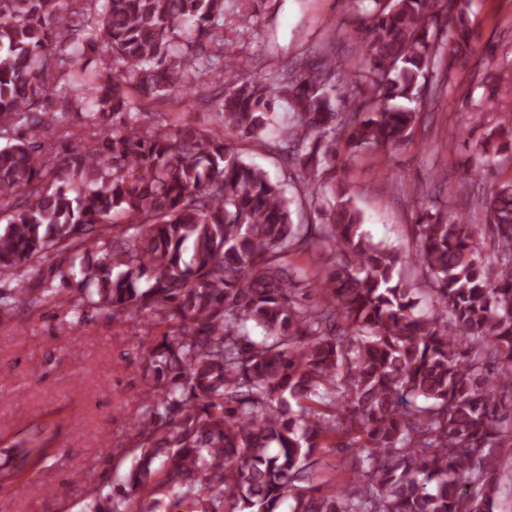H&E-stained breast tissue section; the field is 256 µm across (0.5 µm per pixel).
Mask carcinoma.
I'll return each mask as SVG.
<instances>
[{
  "instance_id": "obj_1",
  "label": "carcinoma",
  "mask_w": 512,
  "mask_h": 512,
  "mask_svg": "<svg viewBox=\"0 0 512 512\" xmlns=\"http://www.w3.org/2000/svg\"><path fill=\"white\" fill-rule=\"evenodd\" d=\"M361 57L285 64L279 82L224 84V0H0V317L47 304L143 322L142 411L132 467L87 512H495L512 446V181L484 222L421 211L400 251L360 231L336 160L395 150L419 125L429 74L475 52L469 0H350ZM104 50L102 72L84 58ZM207 125L139 124L143 102L186 98ZM501 86L472 111L493 112ZM58 96L66 111L46 102ZM270 149L320 224H295L279 182L232 145ZM72 113L86 133L55 145ZM501 151L473 145L480 174ZM493 247L482 254L486 229ZM324 254L312 271L287 258ZM53 257L50 279L28 267ZM408 264L432 303L395 277ZM59 433L40 421L0 448V486L45 465ZM348 448L353 478L311 485L306 461Z\"/></svg>"
}]
</instances>
